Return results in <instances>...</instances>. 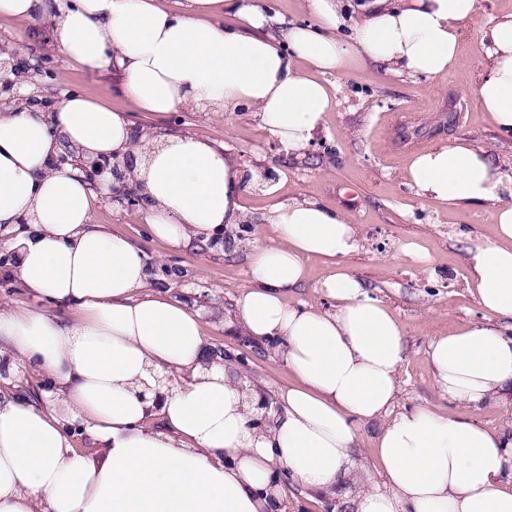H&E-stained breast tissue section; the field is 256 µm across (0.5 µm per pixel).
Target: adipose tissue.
Returning <instances> with one entry per match:
<instances>
[{"label":"adipose tissue","mask_w":512,"mask_h":512,"mask_svg":"<svg viewBox=\"0 0 512 512\" xmlns=\"http://www.w3.org/2000/svg\"><path fill=\"white\" fill-rule=\"evenodd\" d=\"M313 22L282 36L251 0H0V18L52 20L44 39L91 71L118 67L132 108L164 115L185 106L257 109L268 133L300 151L332 100L320 76L370 60L428 79L460 63V26L477 0H363L362 24L340 37L339 0H307ZM240 23L224 25L225 10ZM491 65L471 95L512 134V10L487 32ZM139 135L127 113L83 94L52 111L0 113V229H16L10 273L56 303L0 311V354L50 382L44 405L0 395V512H276L288 474L302 490L348 498L353 512H512V434L444 410L394 413L404 328L340 263L357 232L312 201L274 204L273 240L249 253L252 284L228 328L272 343L292 377L276 406L230 364L209 356L202 317L147 290L141 250L95 223L113 178L89 181L60 155L124 156ZM132 173L149 200L151 234L172 246L207 243L235 223L238 175L210 141L158 130ZM407 178L451 207L495 203L493 237L467 267L485 313L434 339L428 365L438 394L471 408L512 391V175L455 140L415 155ZM330 259L327 306L289 303ZM161 419L162 428L151 425ZM383 420L374 444L382 484L367 477L358 427ZM80 425L98 452L74 448Z\"/></svg>","instance_id":"1"}]
</instances>
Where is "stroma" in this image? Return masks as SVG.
I'll return each instance as SVG.
<instances>
[{
    "label": "stroma",
    "instance_id": "1",
    "mask_svg": "<svg viewBox=\"0 0 512 512\" xmlns=\"http://www.w3.org/2000/svg\"><path fill=\"white\" fill-rule=\"evenodd\" d=\"M271 21L268 32L310 21L306 0H258ZM512 0H478L473 23L465 25L459 49L462 63L442 77L425 79L391 73L366 63L325 75L333 106L311 144L284 149L264 129L254 109L227 112L184 108L159 118L132 110L120 93L119 71L91 72L73 66L54 48L28 45L42 66L31 73L35 93L52 101L80 91L129 112L138 127L190 133L222 147L236 163L242 212L222 238L198 250L175 248L155 239L142 210H129L103 198L96 223L129 236L146 257L150 290L167 294L189 310L205 313L206 339L224 351L267 403L290 376L279 355L261 343L224 328L235 301L250 285L252 243L271 240L266 216L272 205L315 201L343 214L357 230L358 247L343 263L366 290L385 301L403 325L406 358L398 372L395 412L417 407L447 409L435 391L427 364L436 337L463 323L481 320L470 285L466 256L490 237L495 205L486 202L451 208L413 188L406 171L407 148L426 150L462 139L488 152L512 174V136L500 134L475 106L470 91L489 67L491 28ZM466 117L452 122L456 108Z\"/></svg>",
    "mask_w": 512,
    "mask_h": 512
}]
</instances>
